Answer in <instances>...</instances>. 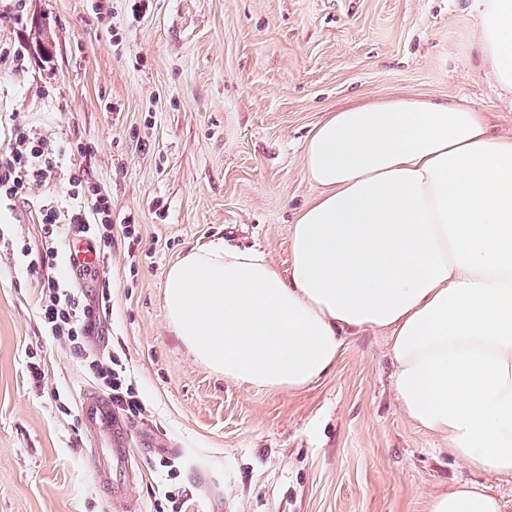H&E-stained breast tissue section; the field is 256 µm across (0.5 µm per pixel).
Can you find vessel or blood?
I'll return each mask as SVG.
<instances>
[{
  "instance_id": "obj_1",
  "label": "vessel or blood",
  "mask_w": 512,
  "mask_h": 512,
  "mask_svg": "<svg viewBox=\"0 0 512 512\" xmlns=\"http://www.w3.org/2000/svg\"><path fill=\"white\" fill-rule=\"evenodd\" d=\"M67 261L71 271L78 274L98 265L100 259L92 244L75 238L67 251ZM80 418L91 437L90 453L98 484L109 490L114 512H128L131 500L127 488L135 446L132 429L113 410L110 400L96 392L85 395Z\"/></svg>"
}]
</instances>
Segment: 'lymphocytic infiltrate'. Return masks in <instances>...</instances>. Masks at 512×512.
Returning a JSON list of instances; mask_svg holds the SVG:
<instances>
[{
    "instance_id": "f902f5d3",
    "label": "lymphocytic infiltrate",
    "mask_w": 512,
    "mask_h": 512,
    "mask_svg": "<svg viewBox=\"0 0 512 512\" xmlns=\"http://www.w3.org/2000/svg\"><path fill=\"white\" fill-rule=\"evenodd\" d=\"M63 155V149L53 148L50 139L34 132L26 123L14 121L8 146L0 153V206L13 209L28 203L36 189L55 178ZM66 195V201H50L38 208L40 251H33L1 231L0 244L29 258L32 266L51 269L57 264V243L63 237H88L101 250L111 247L118 235L130 242H138L139 228L135 218H126L121 224L113 223L108 196L91 182L86 170L70 171ZM99 288L94 304L89 305L79 288L62 284L52 276L43 278L39 318L49 335L85 355L90 374L113 406L136 414L143 410L144 403L121 358L112 354L100 358L86 352L92 326L101 313L112 307L110 278H101Z\"/></svg>"
}]
</instances>
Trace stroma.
Returning a JSON list of instances; mask_svg holds the SVG:
<instances>
[{
  "label": "stroma",
  "mask_w": 512,
  "mask_h": 512,
  "mask_svg": "<svg viewBox=\"0 0 512 512\" xmlns=\"http://www.w3.org/2000/svg\"><path fill=\"white\" fill-rule=\"evenodd\" d=\"M474 0H0V145L13 117L68 156L140 239H116L112 308L87 348L125 359L151 447L134 462L136 512H428L459 481L512 484L452 458L394 404L382 333L349 337L309 389L247 390L197 361L164 307L168 268L225 238L289 267L288 234L320 190L307 140L327 113L393 95L459 100L512 137V98L473 49ZM46 183L0 227L38 246ZM0 249V512H112L79 418L94 388L39 319L35 284ZM42 370L27 371L28 360ZM179 492L169 502L166 491Z\"/></svg>",
  "instance_id": "stroma-1"
}]
</instances>
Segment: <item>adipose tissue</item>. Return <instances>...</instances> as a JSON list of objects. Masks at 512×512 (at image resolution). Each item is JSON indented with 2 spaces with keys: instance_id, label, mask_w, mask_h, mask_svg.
<instances>
[{
  "instance_id": "ef3b65f1",
  "label": "adipose tissue",
  "mask_w": 512,
  "mask_h": 512,
  "mask_svg": "<svg viewBox=\"0 0 512 512\" xmlns=\"http://www.w3.org/2000/svg\"><path fill=\"white\" fill-rule=\"evenodd\" d=\"M476 46L512 96V0H479ZM280 272L218 240L167 272L164 305L190 352L245 389L298 392L346 337L387 332L399 410L473 468L512 482V138L483 112L423 98L348 103L313 130ZM459 482L429 512H502Z\"/></svg>"
}]
</instances>
